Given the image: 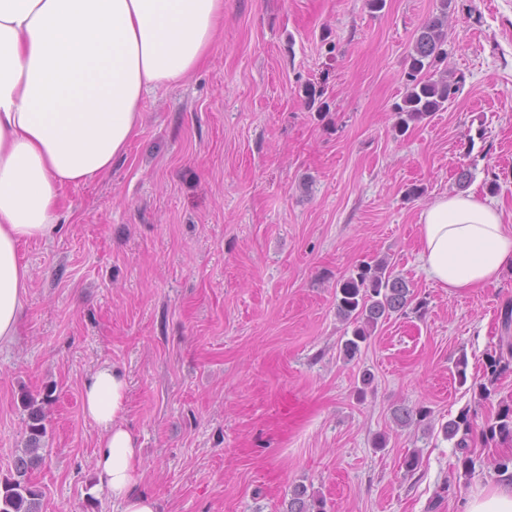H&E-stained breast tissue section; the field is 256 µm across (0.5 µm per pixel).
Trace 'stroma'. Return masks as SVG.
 Returning <instances> with one entry per match:
<instances>
[{
    "label": "stroma",
    "instance_id": "35a3bbf8",
    "mask_svg": "<svg viewBox=\"0 0 512 512\" xmlns=\"http://www.w3.org/2000/svg\"><path fill=\"white\" fill-rule=\"evenodd\" d=\"M439 10L224 0L199 68L146 96L111 174L64 187L59 231L19 247L32 281L20 336L0 349V477L25 444L22 393L51 387L33 474L42 512H115L88 494L100 433L82 405L107 362L128 378L124 420L159 512H286L298 485L325 512H460L497 484L492 462L512 443L475 448L467 470L441 427L512 403V373L489 399L476 387L512 270L471 292L438 286L419 266L418 218L458 191L463 167L469 190L497 182L512 213V0H452L445 67L460 92L402 135L407 55ZM415 185L423 194L406 199ZM383 257L425 309L343 362L336 283ZM400 403L429 415L397 425Z\"/></svg>",
    "mask_w": 512,
    "mask_h": 512
}]
</instances>
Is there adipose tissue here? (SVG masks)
<instances>
[{
  "label": "adipose tissue",
  "instance_id": "obj_1",
  "mask_svg": "<svg viewBox=\"0 0 512 512\" xmlns=\"http://www.w3.org/2000/svg\"><path fill=\"white\" fill-rule=\"evenodd\" d=\"M223 11L224 0H0V347L16 342L30 288L19 244L57 230L64 187L111 172L144 96L199 66ZM418 224L420 268L441 287L483 288L512 267V229L492 197L442 195ZM127 390L108 363L84 382L83 410L101 430L88 493L120 512H158L139 488Z\"/></svg>",
  "mask_w": 512,
  "mask_h": 512
}]
</instances>
